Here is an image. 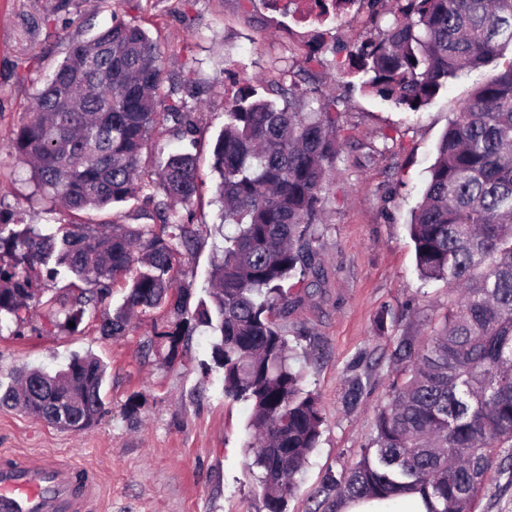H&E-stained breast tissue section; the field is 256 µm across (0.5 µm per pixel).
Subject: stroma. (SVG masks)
Masks as SVG:
<instances>
[{"label": "stroma", "mask_w": 512, "mask_h": 512, "mask_svg": "<svg viewBox=\"0 0 512 512\" xmlns=\"http://www.w3.org/2000/svg\"><path fill=\"white\" fill-rule=\"evenodd\" d=\"M118 22L140 25L165 48L159 95L183 100L196 125L191 140L169 122L149 138L150 147L164 153L188 149L197 157L192 220L198 242L178 272L194 297H206L208 272L223 247L211 154L237 83L271 89L295 79L308 91L294 101L302 112L309 111L313 92L336 101L342 146L323 191L314 244L323 283L280 321L325 418L319 446L287 505V512H313L324 474L353 465L375 435L376 412L399 377L390 362L394 339L428 335L448 309L447 284L418 276L407 224L449 117L495 71L485 67L449 80L410 116L349 86L334 65L338 51L357 45L370 28L364 0L324 26L294 24L264 0H0V220L42 223L50 203L35 194L13 139L71 44ZM313 48L320 58L314 66L306 62ZM145 210L143 202L131 201L103 212L59 208L52 218L58 225H137L147 223ZM36 282L39 303L19 319L0 322V391L22 370L53 373L72 355L92 354L107 366L106 412L91 428L74 432L0 406V453L29 460L59 454L89 465L99 480L98 512H265L244 448L250 408L225 396L209 331L197 328L171 360L167 346H145L167 325L165 310L138 314L126 335L100 334L102 320L123 301L122 285L74 331L42 306L73 293L69 280L47 279L40 270ZM383 312L387 331L381 335L375 320ZM356 372L369 381L363 408L350 414L342 396ZM475 512H512V474L490 473Z\"/></svg>", "instance_id": "stroma-1"}]
</instances>
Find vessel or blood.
<instances>
[{
	"label": "vessel or blood",
	"instance_id": "b4317fda",
	"mask_svg": "<svg viewBox=\"0 0 512 512\" xmlns=\"http://www.w3.org/2000/svg\"><path fill=\"white\" fill-rule=\"evenodd\" d=\"M97 475L49 456L35 463L0 456V512H92Z\"/></svg>",
	"mask_w": 512,
	"mask_h": 512
}]
</instances>
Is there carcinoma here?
I'll return each instance as SVG.
<instances>
[{
    "label": "carcinoma",
    "instance_id": "cac0c4a2",
    "mask_svg": "<svg viewBox=\"0 0 512 512\" xmlns=\"http://www.w3.org/2000/svg\"><path fill=\"white\" fill-rule=\"evenodd\" d=\"M384 2L367 0L371 22L389 14L387 26L369 29L339 63L371 94L415 113L463 72L501 70L449 119L409 224L421 278L448 284V311L425 338L395 341L393 364L404 366L405 377L378 409L376 435L358 461L324 475L316 512H338L348 498L395 505L411 491L438 503L430 512H474L487 473L512 471V0H394L389 12ZM162 73L157 42L141 26L120 22L73 45L36 95L13 149L37 190L72 211L141 197L158 224L104 231L18 220L9 230L1 221L0 321L19 318L34 298L36 266L49 279L89 284L60 302L64 323L76 327L131 275L101 335L123 336L132 312L164 308L172 321L156 336L172 359L191 330L210 329L224 395L251 408L249 468L259 470L265 512H286L319 445L323 413L276 319L319 282L312 243L339 152L335 101L297 112L294 80L276 89L288 97L281 104L249 82L238 88L212 151L220 225L227 227L224 258L210 275V301L192 309L191 289L176 273L196 230L176 205H193L196 157H157L155 186L141 171L157 124L193 129L190 113L157 97ZM105 373L94 357H73L53 375L27 369L0 404L83 431L106 411ZM366 390L362 375L348 379L347 412L360 409Z\"/></svg>",
    "mask_w": 512,
    "mask_h": 512
}]
</instances>
